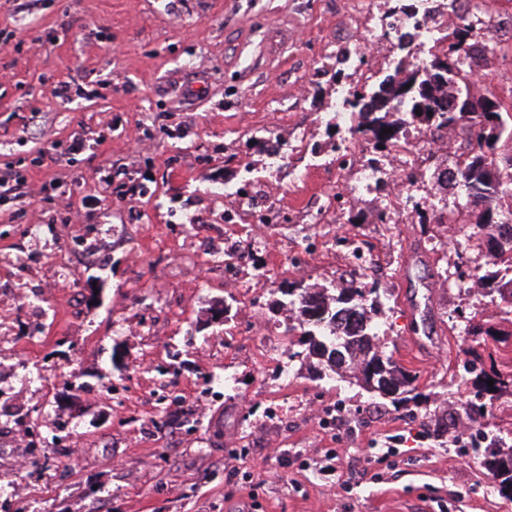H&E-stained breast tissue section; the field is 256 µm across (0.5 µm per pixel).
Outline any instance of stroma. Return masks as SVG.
<instances>
[{
	"mask_svg": "<svg viewBox=\"0 0 512 512\" xmlns=\"http://www.w3.org/2000/svg\"><path fill=\"white\" fill-rule=\"evenodd\" d=\"M0 0V168L36 195L0 215V430L39 420L62 441L50 457L0 437V506L15 512H512L461 446V383L472 342L459 313L490 299L456 269L485 266L460 187L438 181L456 146L417 167L365 149L378 181L351 192L328 160L348 134L339 89L411 68L392 0ZM377 36L379 54L366 43ZM352 67L338 69L337 49ZM471 92L512 110V52H475ZM71 79L70 98L53 94ZM105 135L70 151L74 136ZM65 177L61 202L43 190ZM135 177L120 201L106 178ZM281 220L225 226L223 186ZM414 208L403 224V190ZM343 197L335 221L319 209ZM97 196L86 210L81 199ZM452 215L449 227L439 214ZM383 275L359 274L354 247ZM141 258L132 261L131 249ZM78 290L59 279L64 259ZM244 252V289L224 286L225 251ZM335 293L379 286L385 354L417 377L420 407L397 409L326 376L293 331L280 267ZM169 385V421L143 401ZM358 415L336 434L315 422ZM335 460H327V453Z\"/></svg>",
	"mask_w": 512,
	"mask_h": 512,
	"instance_id": "stroma-1",
	"label": "stroma"
}]
</instances>
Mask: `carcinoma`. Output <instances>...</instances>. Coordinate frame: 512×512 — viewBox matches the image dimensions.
Listing matches in <instances>:
<instances>
[{
  "label": "carcinoma",
  "instance_id": "obj_1",
  "mask_svg": "<svg viewBox=\"0 0 512 512\" xmlns=\"http://www.w3.org/2000/svg\"><path fill=\"white\" fill-rule=\"evenodd\" d=\"M485 0H474V12L460 18L453 31L456 39V57L448 59L432 55L426 67H413L402 78L388 77L367 94L352 93L347 104L359 109L364 122L355 127L366 143L377 149L393 147L399 142L403 128L413 125L422 133L448 131L462 125L469 128V140L450 171L453 181L460 184L466 196V205L477 214L475 230L467 239L476 238L484 245L489 261L483 272L474 274L476 282L487 294H497L500 302L492 314L475 312L464 317L465 334L478 346L488 351L502 342V336H512V223L503 224L499 218L512 217V211L503 213L500 200L512 197V125L502 120V114L486 115L490 129L485 130L474 118L456 109V100L470 97V84L463 80L471 70L469 57L472 42L480 38V49L490 45L485 37L484 22L480 19ZM432 88L430 102L425 110L416 113L417 101L422 99L420 89ZM391 129L388 134L384 129ZM496 144L504 141L508 150L499 157H488L483 140ZM296 308V320L307 338V356L322 358L320 348H327L332 356L325 359L329 370L337 375H350L368 391L393 405L413 400L416 376L384 354L374 317L382 311L388 293L372 288H341L330 296L321 288L291 284L285 290ZM472 375L470 384L475 389L474 399L467 402L468 412L482 415L489 412L494 402L502 398L512 400V373L504 374L494 367H486L482 354L464 367ZM493 381L488 386L487 381ZM495 391H490V388ZM489 396L482 401L483 396ZM487 474L498 482V490L512 497V446L501 439L493 441L490 454L484 456Z\"/></svg>",
  "mask_w": 512,
  "mask_h": 512
}]
</instances>
